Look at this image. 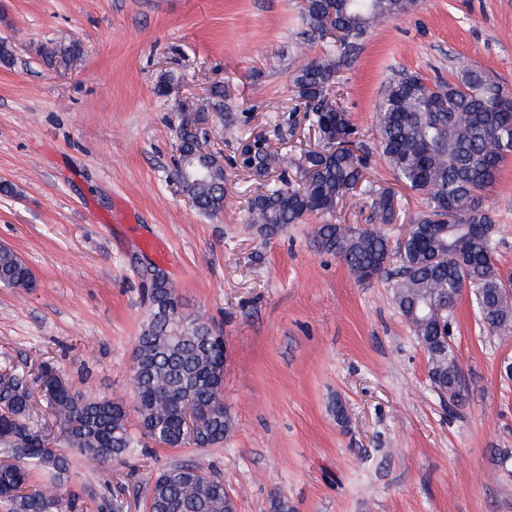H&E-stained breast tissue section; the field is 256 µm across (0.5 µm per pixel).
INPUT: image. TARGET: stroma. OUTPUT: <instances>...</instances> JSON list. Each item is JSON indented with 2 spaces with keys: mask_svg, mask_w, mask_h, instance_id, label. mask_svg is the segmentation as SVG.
<instances>
[{
  "mask_svg": "<svg viewBox=\"0 0 512 512\" xmlns=\"http://www.w3.org/2000/svg\"><path fill=\"white\" fill-rule=\"evenodd\" d=\"M79 41L72 65L45 54ZM0 244L31 267L29 291L0 287V363L50 362L73 390L132 402L130 370L160 239L186 312L224 333L232 430L207 448H134L102 466L73 457L84 512L123 499L145 512L151 476L200 462L237 512H512V328L492 331L470 290L449 319L463 379L437 393L429 356L388 275L358 280L312 243L326 222L370 226L364 196L265 238L249 202L263 179L295 175L316 134L294 76L332 45L302 0H0ZM512 95V0H415L365 35L339 90L371 155L368 178L394 192L397 243L420 214L379 148L377 105L401 70L453 81L464 63ZM170 81V95L156 87ZM204 109L224 159V210L199 213L174 177L182 109ZM264 141L267 177L241 156ZM496 259L512 278V157L484 195ZM344 418H337V409Z\"/></svg>",
  "mask_w": 512,
  "mask_h": 512,
  "instance_id": "35a3bbf8",
  "label": "stroma"
}]
</instances>
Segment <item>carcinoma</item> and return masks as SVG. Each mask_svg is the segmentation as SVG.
<instances>
[{"label":"carcinoma","mask_w":512,"mask_h":512,"mask_svg":"<svg viewBox=\"0 0 512 512\" xmlns=\"http://www.w3.org/2000/svg\"><path fill=\"white\" fill-rule=\"evenodd\" d=\"M413 0H307L303 16L314 33L330 35L334 55L305 63L294 83L297 109L319 135L305 152L296 179L284 177L250 200L256 230L273 236L309 213L332 215L347 193L369 199L373 217L390 224L394 196L374 188L366 177L367 158L355 153L358 129L340 105L334 88L339 71L351 64L358 42L378 22L397 18ZM72 42L47 52L53 61L75 58ZM204 118L184 116L179 128V158L174 176L202 213L224 209V163L218 153L202 154L198 133ZM382 155L396 179L424 197L425 210L398 243L399 273L394 301L430 358V378L454 397L460 369L445 337L448 312L465 288L473 290L481 320L491 330L512 324V287L501 277L495 258L494 221L482 204L500 169L512 155V97L481 70L466 69L456 83L428 85L402 71L386 85L377 109ZM313 243L334 253L360 280L387 269L391 247L385 234L348 224H320ZM149 312L132 357L136 376L134 411L138 434L159 446L185 442L204 448L231 430L224 407V337L212 323L186 314L168 277L153 268L147 275ZM0 286L29 290L35 278L13 249L0 246ZM9 393L0 397V498L13 512H73L76 493L58 479L72 470L71 457L51 446L49 422L58 424L66 446L93 465L117 462L133 448L124 403L72 390L44 362L33 381L51 391L50 421L31 414L30 380L10 365ZM194 434H188V423ZM55 478L31 482L30 465ZM148 512H236L224 481L203 464L171 465L150 478Z\"/></svg>","instance_id":"carcinoma-1"}]
</instances>
